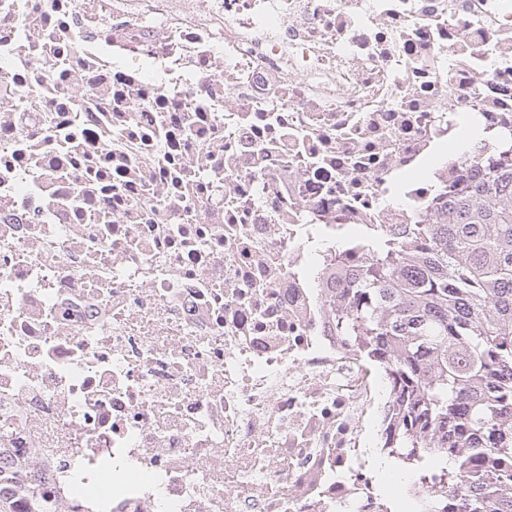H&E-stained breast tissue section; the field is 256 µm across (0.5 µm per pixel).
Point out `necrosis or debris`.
I'll return each mask as SVG.
<instances>
[{"instance_id":"4bbe7bcc","label":"necrosis or debris","mask_w":512,"mask_h":512,"mask_svg":"<svg viewBox=\"0 0 512 512\" xmlns=\"http://www.w3.org/2000/svg\"><path fill=\"white\" fill-rule=\"evenodd\" d=\"M511 133L512 0H0V499L387 512L330 309Z\"/></svg>"}]
</instances>
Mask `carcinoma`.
Wrapping results in <instances>:
<instances>
[{"label": "carcinoma", "mask_w": 512, "mask_h": 512, "mask_svg": "<svg viewBox=\"0 0 512 512\" xmlns=\"http://www.w3.org/2000/svg\"><path fill=\"white\" fill-rule=\"evenodd\" d=\"M333 306L378 363L383 448L415 466L416 512H512V135L431 223L367 245Z\"/></svg>", "instance_id": "cac0c4a2"}]
</instances>
